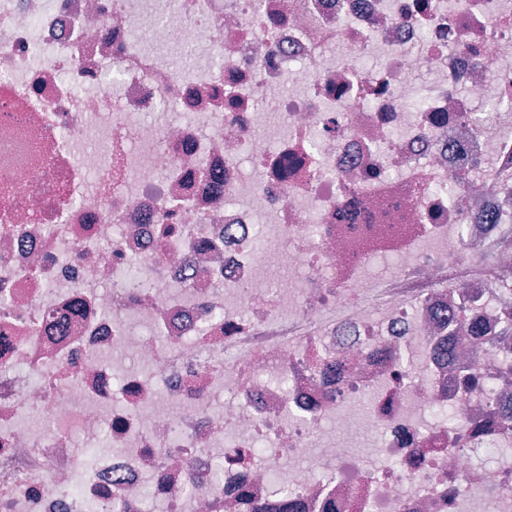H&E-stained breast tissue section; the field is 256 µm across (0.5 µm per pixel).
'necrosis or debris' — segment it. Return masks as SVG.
I'll return each mask as SVG.
<instances>
[{
  "label": "necrosis or debris",
  "mask_w": 512,
  "mask_h": 512,
  "mask_svg": "<svg viewBox=\"0 0 512 512\" xmlns=\"http://www.w3.org/2000/svg\"><path fill=\"white\" fill-rule=\"evenodd\" d=\"M508 321L512 0H0V512H512Z\"/></svg>",
  "instance_id": "necrosis-or-debris-1"
}]
</instances>
